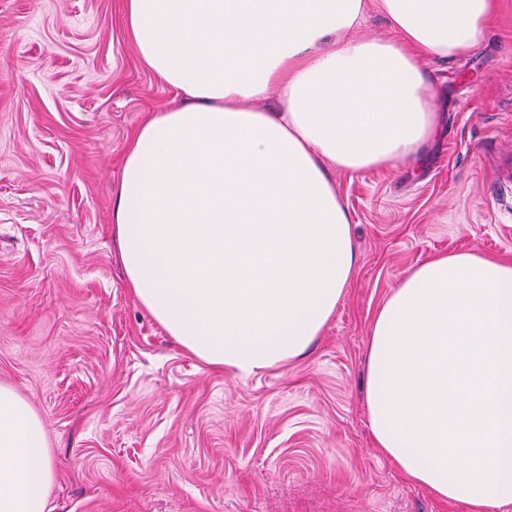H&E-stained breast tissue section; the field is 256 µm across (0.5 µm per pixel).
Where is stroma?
<instances>
[{"label": "stroma", "instance_id": "35a3bbf8", "mask_svg": "<svg viewBox=\"0 0 512 512\" xmlns=\"http://www.w3.org/2000/svg\"><path fill=\"white\" fill-rule=\"evenodd\" d=\"M121 10L0 0V382L43 421L51 512H471L376 448L366 359L431 254L512 258V0L480 47L423 59L439 127L414 162L332 172L355 278L306 356L247 379L187 354L125 285L112 194L174 92Z\"/></svg>", "mask_w": 512, "mask_h": 512}]
</instances>
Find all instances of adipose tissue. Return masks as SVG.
<instances>
[{"instance_id":"obj_1","label":"adipose tissue","mask_w":512,"mask_h":512,"mask_svg":"<svg viewBox=\"0 0 512 512\" xmlns=\"http://www.w3.org/2000/svg\"><path fill=\"white\" fill-rule=\"evenodd\" d=\"M371 5L391 37L358 36ZM122 18L175 92L132 135L112 203L127 287L231 376L303 356L357 270L330 170L419 153L436 129L421 61L478 47L495 0H123ZM366 404L409 480L472 512L511 504L512 261L412 269L374 318ZM53 481L41 418L0 383V512H50Z\"/></svg>"}]
</instances>
